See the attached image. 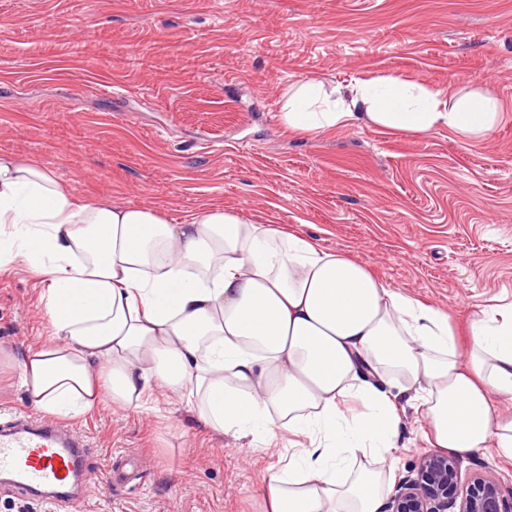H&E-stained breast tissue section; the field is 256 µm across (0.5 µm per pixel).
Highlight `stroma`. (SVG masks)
<instances>
[{
    "instance_id": "stroma-1",
    "label": "stroma",
    "mask_w": 512,
    "mask_h": 512,
    "mask_svg": "<svg viewBox=\"0 0 512 512\" xmlns=\"http://www.w3.org/2000/svg\"><path fill=\"white\" fill-rule=\"evenodd\" d=\"M385 76L491 94L503 118L480 140L280 120L303 80ZM0 151L80 201L294 228L460 328L512 303V0H0ZM41 288L21 261L0 270V418L33 412L16 364L49 337ZM165 408L70 419L92 468L120 476L82 512H260L287 440L217 434L177 395ZM418 418L396 475L429 449Z\"/></svg>"
}]
</instances>
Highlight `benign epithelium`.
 Segmentation results:
<instances>
[{"label": "benign epithelium", "instance_id": "7a95c632", "mask_svg": "<svg viewBox=\"0 0 512 512\" xmlns=\"http://www.w3.org/2000/svg\"><path fill=\"white\" fill-rule=\"evenodd\" d=\"M385 512H512V485L484 475L465 485L459 457L429 451L398 479Z\"/></svg>", "mask_w": 512, "mask_h": 512}]
</instances>
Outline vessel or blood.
I'll return each mask as SVG.
<instances>
[{
  "label": "vessel or blood",
  "mask_w": 512,
  "mask_h": 512,
  "mask_svg": "<svg viewBox=\"0 0 512 512\" xmlns=\"http://www.w3.org/2000/svg\"><path fill=\"white\" fill-rule=\"evenodd\" d=\"M85 443L52 419L14 415L0 422V476L23 490L49 491L54 500L78 502L87 487Z\"/></svg>",
  "instance_id": "1"
}]
</instances>
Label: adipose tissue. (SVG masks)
I'll list each match as a JSON object with an SVG mask.
<instances>
[{"label": "adipose tissue", "mask_w": 512, "mask_h": 512, "mask_svg": "<svg viewBox=\"0 0 512 512\" xmlns=\"http://www.w3.org/2000/svg\"><path fill=\"white\" fill-rule=\"evenodd\" d=\"M502 112L388 76L303 82L281 120L475 139ZM18 257L44 284L51 328L17 364L31 405L76 418L166 390L217 433L297 438L268 468L263 512H379L408 401L435 447L512 460V305L482 310L463 349L447 314L302 234L221 208L172 224L153 207L81 202L4 153L0 267Z\"/></svg>", "instance_id": "ef3b65f1"}]
</instances>
